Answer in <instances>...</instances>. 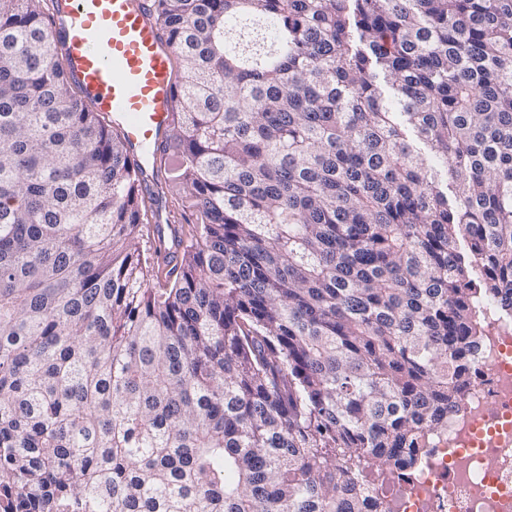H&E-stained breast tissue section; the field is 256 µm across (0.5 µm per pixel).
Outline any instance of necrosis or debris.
<instances>
[{
	"mask_svg": "<svg viewBox=\"0 0 512 512\" xmlns=\"http://www.w3.org/2000/svg\"><path fill=\"white\" fill-rule=\"evenodd\" d=\"M392 512H512V321L491 318L471 379L413 471L369 493Z\"/></svg>",
	"mask_w": 512,
	"mask_h": 512,
	"instance_id": "necrosis-or-debris-1",
	"label": "necrosis or debris"
}]
</instances>
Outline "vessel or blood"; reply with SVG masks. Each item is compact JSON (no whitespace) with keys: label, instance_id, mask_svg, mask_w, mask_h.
<instances>
[{"label":"vessel or blood","instance_id":"b4317fda","mask_svg":"<svg viewBox=\"0 0 512 512\" xmlns=\"http://www.w3.org/2000/svg\"><path fill=\"white\" fill-rule=\"evenodd\" d=\"M65 69L119 123L144 180L171 120L169 50L144 0H57Z\"/></svg>","mask_w":512,"mask_h":512}]
</instances>
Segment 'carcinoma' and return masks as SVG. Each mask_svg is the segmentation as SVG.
I'll return each instance as SVG.
<instances>
[{"label":"carcinoma","mask_w":512,"mask_h":512,"mask_svg":"<svg viewBox=\"0 0 512 512\" xmlns=\"http://www.w3.org/2000/svg\"><path fill=\"white\" fill-rule=\"evenodd\" d=\"M0 0V512H367L512 319V0H153L175 263Z\"/></svg>","instance_id":"obj_1"}]
</instances>
